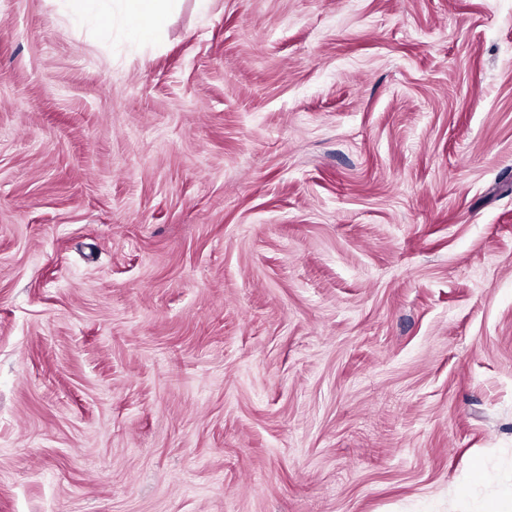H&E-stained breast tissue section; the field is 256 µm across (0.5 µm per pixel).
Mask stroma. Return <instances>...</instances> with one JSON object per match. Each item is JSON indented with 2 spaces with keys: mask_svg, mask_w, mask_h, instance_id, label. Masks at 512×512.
<instances>
[{
  "mask_svg": "<svg viewBox=\"0 0 512 512\" xmlns=\"http://www.w3.org/2000/svg\"><path fill=\"white\" fill-rule=\"evenodd\" d=\"M112 11L0 0V512H478L512 0ZM74 21H82L94 16L97 28L101 33L112 31V10L109 7L112 0H63ZM178 0H124L123 12L130 30L138 39L157 38L165 28L172 7Z\"/></svg>",
  "mask_w": 512,
  "mask_h": 512,
  "instance_id": "1",
  "label": "stroma"
}]
</instances>
